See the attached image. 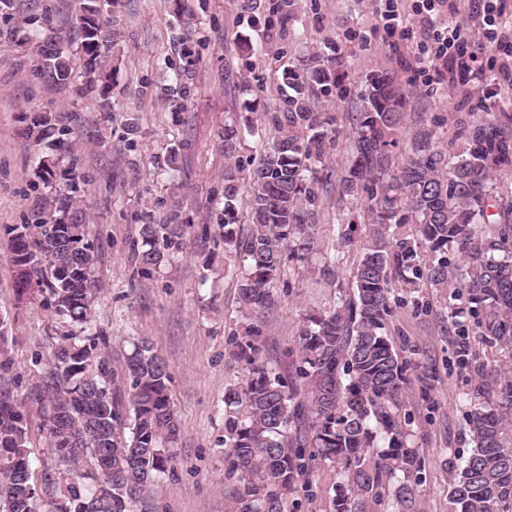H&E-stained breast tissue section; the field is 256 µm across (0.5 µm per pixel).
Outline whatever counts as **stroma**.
<instances>
[{
    "instance_id": "stroma-1",
    "label": "stroma",
    "mask_w": 512,
    "mask_h": 512,
    "mask_svg": "<svg viewBox=\"0 0 512 512\" xmlns=\"http://www.w3.org/2000/svg\"><path fill=\"white\" fill-rule=\"evenodd\" d=\"M394 2L397 27L383 17ZM242 0H122L115 20L124 35L118 90L111 118L100 116L94 96L39 82L23 45L31 32L23 18L49 12L52 25L72 31L68 0H16L11 16H0V392L22 402L27 414L28 449L36 473L53 471L57 462L42 429L46 406L30 393L55 350L72 331L43 297L19 294L10 243L15 226L26 222L39 193L34 170L44 146L26 138L24 129L40 111L72 112L76 146L60 156L74 166L76 184L94 216L91 238L102 256L100 293L91 332L106 336L107 351L122 363L133 342L147 338L171 375V404L179 419L173 459L154 485L157 512H224V397L244 385L248 368L233 355L247 326H257L254 342L267 365L287 370L300 316L306 310L333 308L359 258L356 246L345 252L332 273L325 261L338 247L340 233H367L365 205L341 197L338 179L351 157L349 114L367 75L389 73L402 84L409 105L406 132L394 151L411 150L410 133L430 128L454 138L461 123L492 115L512 128V73L505 51L485 49L480 66L490 83L476 86L452 76L447 61L431 62L426 33L416 11L418 0H298L286 22H269L267 7L246 13ZM198 41L200 61L193 91L183 109L172 108L162 92L163 63L179 61L183 40ZM336 64L338 79L330 97L319 98L327 113L335 146L325 164L328 193L315 227L317 244L304 261L286 266L272 291L278 303L246 316L237 287V265L223 246L209 256L195 247L150 272L130 261L138 237V216L153 209L156 198L180 185V218L191 235L217 233L223 207L224 153L220 135L229 113L246 111L255 133L246 137L242 157L254 159L274 137L268 122L284 111V67L302 64L311 52ZM441 72L424 85L426 70ZM139 116L138 168L130 170L125 147L127 113ZM180 148L178 171L164 168L169 148ZM396 300L387 334L402 356L411 359L405 405L413 414L409 444L421 459L418 499L422 512H448L451 476L460 456L473 448L459 403L462 381L450 349L451 318L445 295L424 286L408 288L392 281ZM429 303V314L416 310ZM344 476L331 462L316 460L303 486L291 495L294 512H330Z\"/></svg>"
}]
</instances>
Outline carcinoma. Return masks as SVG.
Segmentation results:
<instances>
[{
  "label": "carcinoma",
  "instance_id": "1",
  "mask_svg": "<svg viewBox=\"0 0 512 512\" xmlns=\"http://www.w3.org/2000/svg\"><path fill=\"white\" fill-rule=\"evenodd\" d=\"M118 8L119 0H74L75 39L67 50L48 14L27 20L36 78L69 86L78 98L95 95L106 116L120 61ZM197 59L185 41L183 64L166 63L171 75L164 91L176 108L191 95ZM282 81L285 111L269 118L274 138L249 171L246 213L237 208L243 132L240 123H226L219 239L206 230L195 239L202 252L220 241L224 254L238 260L240 301L250 311L273 306L271 285L286 261L314 249L327 185L313 165L335 140L314 105L336 86L332 62L313 55L283 69ZM360 98L351 114L352 159L339 179L340 195L371 201L352 292L332 310L301 317L288 350L297 358L295 385L259 362L252 341L235 342L249 373L224 398L228 512H285L295 483L318 457L347 476L331 512H381L389 503L397 512H420L421 465L407 441L412 416L403 411L409 363L385 332L396 304L389 283L396 278L411 288L447 290L455 302L452 354L459 372H468L463 406L474 448L455 470L450 512H512V370L487 367L472 348L478 337L512 351V201L497 199L494 182L512 162V134L486 118L461 127L445 145L422 128L412 154L397 164L393 150L406 109L399 83L371 74ZM73 134L68 117L49 111L35 114L25 131L38 144L52 139L57 151L72 147ZM58 164L52 154L39 159L36 177L46 186L58 178L66 191L41 195L28 222L13 229L12 262L26 269L28 287L83 329L103 285L89 239L91 215L71 169ZM155 208L163 217L142 222L131 247L144 270L186 248L189 225L179 220L177 191L155 200ZM70 339L34 392L35 400L50 403L49 447L66 467L59 482L44 474V485L59 495L58 512H156L149 489L167 469L179 429L166 364L146 338L119 370L102 350L105 338ZM27 439L23 404L0 393V512H37Z\"/></svg>",
  "mask_w": 512,
  "mask_h": 512
}]
</instances>
